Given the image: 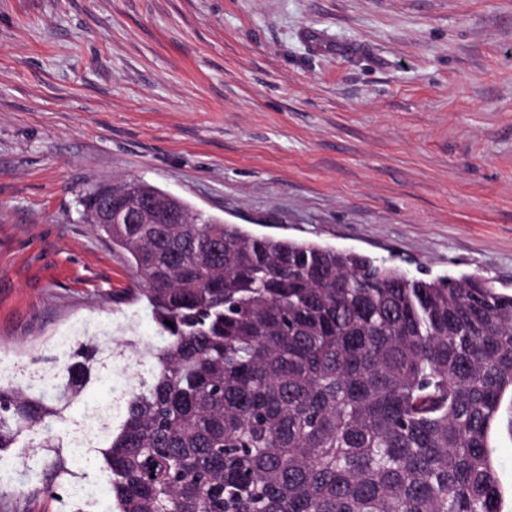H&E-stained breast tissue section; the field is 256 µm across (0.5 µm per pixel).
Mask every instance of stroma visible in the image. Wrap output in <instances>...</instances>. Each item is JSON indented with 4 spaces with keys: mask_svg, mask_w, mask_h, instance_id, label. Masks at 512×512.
Wrapping results in <instances>:
<instances>
[{
    "mask_svg": "<svg viewBox=\"0 0 512 512\" xmlns=\"http://www.w3.org/2000/svg\"><path fill=\"white\" fill-rule=\"evenodd\" d=\"M138 179L246 230L512 291V0H0V383L80 398L0 460V512H107L120 424L158 328L83 216ZM69 461L42 494L45 433ZM512 501V398L491 431ZM88 366L85 362L68 363L66 365L67 379L62 384L63 395L69 394L71 398H77L86 385Z\"/></svg>",
    "mask_w": 512,
    "mask_h": 512,
    "instance_id": "obj_1",
    "label": "stroma"
}]
</instances>
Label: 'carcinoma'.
<instances>
[{"label": "carcinoma", "mask_w": 512, "mask_h": 512, "mask_svg": "<svg viewBox=\"0 0 512 512\" xmlns=\"http://www.w3.org/2000/svg\"><path fill=\"white\" fill-rule=\"evenodd\" d=\"M157 224H97L164 345L102 452L111 512H503L490 432L512 393V294L387 259L254 234L139 180ZM95 349L66 365L86 385ZM58 411L0 385V455ZM45 488L70 470L54 437Z\"/></svg>", "instance_id": "1"}]
</instances>
